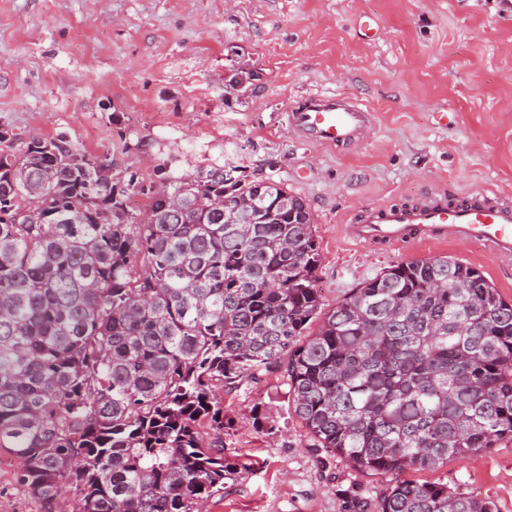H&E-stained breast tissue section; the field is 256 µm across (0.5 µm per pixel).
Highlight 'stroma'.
<instances>
[{"mask_svg":"<svg viewBox=\"0 0 512 512\" xmlns=\"http://www.w3.org/2000/svg\"><path fill=\"white\" fill-rule=\"evenodd\" d=\"M257 73L228 92L232 73ZM328 91L376 122L344 155L287 127L300 96ZM0 129L65 136L144 182L229 164L272 175L306 201L324 309L400 262L479 268L512 303V266L479 244L366 246L345 233L373 203L433 187L512 196V0H0ZM281 373L218 391L224 456L242 464L208 512H377L388 477L311 445ZM0 451V512H37ZM512 512V440L433 470Z\"/></svg>","mask_w":512,"mask_h":512,"instance_id":"obj_1","label":"stroma"}]
</instances>
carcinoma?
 Segmentation results:
<instances>
[{
  "mask_svg": "<svg viewBox=\"0 0 512 512\" xmlns=\"http://www.w3.org/2000/svg\"><path fill=\"white\" fill-rule=\"evenodd\" d=\"M89 160L0 130V449L40 512H203L238 470L216 387L272 371L315 447L392 477L379 512H495L402 478L512 439V304L480 269L401 262L324 313L283 182Z\"/></svg>",
  "mask_w": 512,
  "mask_h": 512,
  "instance_id": "cac0c4a2",
  "label": "carcinoma"
}]
</instances>
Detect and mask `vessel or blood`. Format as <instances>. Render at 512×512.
<instances>
[{"mask_svg":"<svg viewBox=\"0 0 512 512\" xmlns=\"http://www.w3.org/2000/svg\"><path fill=\"white\" fill-rule=\"evenodd\" d=\"M286 119L289 130L303 142L343 153L364 141L374 114L358 100L312 91L289 107ZM347 231L368 246L418 239L475 242L502 264L512 263V200L489 188L453 200L446 190L433 188L411 207L373 204L352 217Z\"/></svg>","mask_w":512,"mask_h":512,"instance_id":"obj_1","label":"vessel or blood"}]
</instances>
